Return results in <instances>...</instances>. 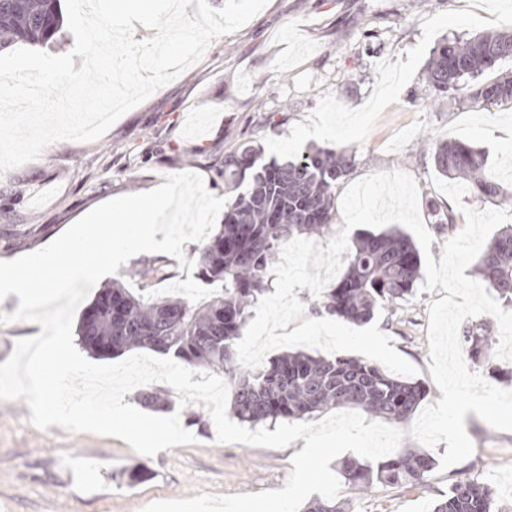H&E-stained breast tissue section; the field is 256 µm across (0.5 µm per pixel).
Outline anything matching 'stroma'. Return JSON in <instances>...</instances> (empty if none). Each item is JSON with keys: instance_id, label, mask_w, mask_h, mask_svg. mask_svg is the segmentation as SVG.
<instances>
[{"instance_id": "1", "label": "stroma", "mask_w": 512, "mask_h": 512, "mask_svg": "<svg viewBox=\"0 0 512 512\" xmlns=\"http://www.w3.org/2000/svg\"><path fill=\"white\" fill-rule=\"evenodd\" d=\"M512 24V0H269L239 30L214 40L203 59L124 114L94 142L62 141L0 176V259L43 248L74 219L117 194L164 184L167 175L200 174L224 196V154L248 142L264 159H295L299 150L342 147L356 166L350 181L403 171L416 182L419 209L441 259L448 231L432 205H449L436 186L422 144L460 140L483 151L512 188V103L471 104L462 97L432 106L424 68L443 40L467 39ZM444 290H416L397 313L374 319L416 369L431 406L442 393L430 372L431 302ZM168 400L195 441L148 456L122 439L33 426L24 400L0 401V512H142L154 501L201 494L278 490L305 445L285 448L220 444L203 405ZM473 452L423 486L361 492L341 486L350 512H429L457 477L493 489L498 512H512V431L468 413Z\"/></svg>"}]
</instances>
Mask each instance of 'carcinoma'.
Instances as JSON below:
<instances>
[{
  "instance_id": "cac0c4a2",
  "label": "carcinoma",
  "mask_w": 512,
  "mask_h": 512,
  "mask_svg": "<svg viewBox=\"0 0 512 512\" xmlns=\"http://www.w3.org/2000/svg\"><path fill=\"white\" fill-rule=\"evenodd\" d=\"M63 24L61 0H0V50L17 43L42 46ZM433 102L468 85L474 104L512 102V30L476 35L462 43L440 42L426 64ZM436 171L456 179L479 196L512 202L486 164L483 152L451 140L427 147ZM356 165L355 156L333 148L311 149L281 163L263 161L251 144L224 153V184L245 186L224 211V224L195 249L202 280L220 283L199 302L186 297L134 294L112 281L83 311L80 344L99 358L146 348L190 366L224 373L233 390L232 413L245 422L303 421L329 409L352 407L402 425L427 396L423 384L395 376L381 366L346 357L282 354L256 368L242 366L235 340L251 309L270 291L269 271L282 247L302 235L332 231L336 192ZM347 269L317 303L319 315L356 324L371 322L382 309L409 300L420 279V251L398 227L354 236ZM481 281L512 301V225L500 228L476 264ZM470 355H487L494 337L469 327L460 337ZM426 453L401 448L385 460L344 458L337 469L349 486L371 491L380 486L424 484L436 468ZM491 488L471 477L455 479L448 496L430 512H492ZM305 512H344L334 499H315Z\"/></svg>"
}]
</instances>
